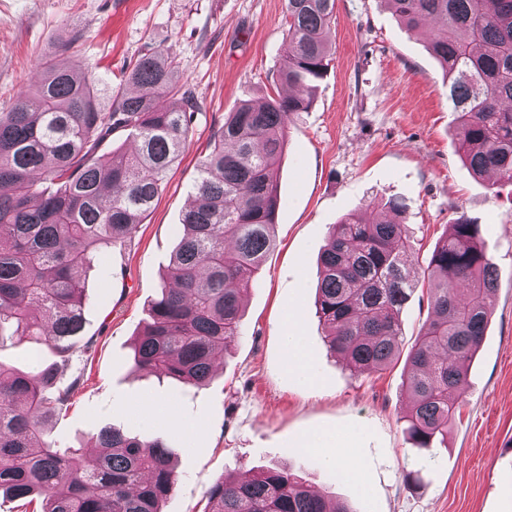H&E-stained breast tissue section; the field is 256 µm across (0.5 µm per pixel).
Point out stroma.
Returning a JSON list of instances; mask_svg holds the SVG:
<instances>
[{"mask_svg": "<svg viewBox=\"0 0 512 512\" xmlns=\"http://www.w3.org/2000/svg\"><path fill=\"white\" fill-rule=\"evenodd\" d=\"M286 0H0V112L30 86L38 62L58 52L69 67L119 84L141 54L173 49L203 102L166 188L131 240L85 274L84 334L60 376H82L72 405L46 438L91 446L102 427L160 438L176 453L178 480L163 512H203L206 492L240 468L285 467L351 512H512V187L491 189L465 166L454 139L448 88L426 48L427 31L401 25L386 0H336L333 56L309 109L286 136L278 170L275 245L245 293L242 334L202 387L134 371V341L182 229L198 165L228 112L283 95L274 74L286 53ZM75 46H68L70 37ZM406 206L417 269L451 223L482 226L499 269L490 329L469 366L471 387L447 445L425 454L407 440L406 367L352 373L330 352L316 315L319 258L329 229L388 199ZM294 319L307 340L311 380L291 370L282 336ZM45 343L0 346V363L26 371L54 363ZM171 405L179 425L151 420L140 401ZM335 434L342 469L305 448ZM415 472L422 487L403 480Z\"/></svg>", "mask_w": 512, "mask_h": 512, "instance_id": "obj_1", "label": "stroma"}]
</instances>
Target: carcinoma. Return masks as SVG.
<instances>
[{
    "mask_svg": "<svg viewBox=\"0 0 512 512\" xmlns=\"http://www.w3.org/2000/svg\"><path fill=\"white\" fill-rule=\"evenodd\" d=\"M407 29L431 22L428 48L448 84L458 150L491 186L512 185V0H389ZM336 0H287L285 96L245 101L224 118L199 164L183 233L149 320L133 349L136 370L201 386L215 352L239 335L242 298L274 246L286 131L312 102L332 56ZM36 84L0 112V346L35 336L68 363L83 340L82 273L147 218L179 160L202 103L170 50L147 52L101 102L95 81L52 57ZM115 133L128 147L100 152ZM393 217L369 208L332 225L321 255L316 311L330 350L355 372L383 369L402 353L405 304L425 278L431 317L406 356L411 403L405 433L429 451L448 435L469 388L468 367L485 337L499 286L480 225L460 217L416 275L404 205ZM59 364V365H61ZM59 365L18 373L0 363V492L41 512H162L177 474L160 439L104 427L95 463L83 446L44 439L67 412L82 375L61 386ZM204 512H352L289 469H249L216 480Z\"/></svg>",
    "mask_w": 512,
    "mask_h": 512,
    "instance_id": "1",
    "label": "carcinoma"
}]
</instances>
